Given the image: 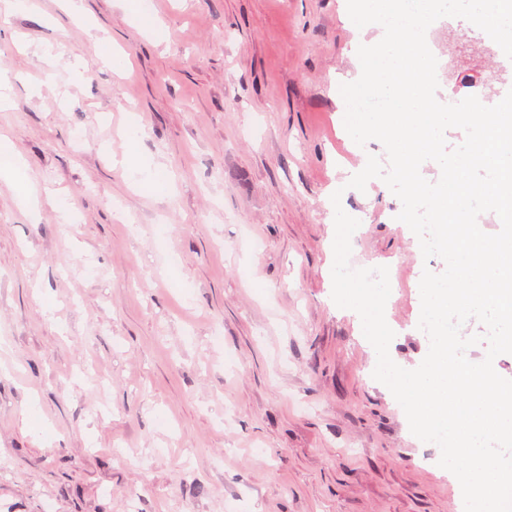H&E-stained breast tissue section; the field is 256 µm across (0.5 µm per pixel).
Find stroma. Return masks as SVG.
Returning a JSON list of instances; mask_svg holds the SVG:
<instances>
[{"label":"stroma","instance_id":"stroma-1","mask_svg":"<svg viewBox=\"0 0 512 512\" xmlns=\"http://www.w3.org/2000/svg\"><path fill=\"white\" fill-rule=\"evenodd\" d=\"M150 8L154 33L130 0H82L77 18L0 0V137L26 165L0 179V512H462L332 299L340 207L360 222L350 264L395 270L392 360L427 355L419 282L445 262L394 221L384 181L348 185L386 156L352 140L339 91L382 26L356 27L347 0ZM449 23L461 77L483 70L475 95L497 104L512 60ZM104 45L128 74L100 65ZM134 155L170 194L136 188Z\"/></svg>","mask_w":512,"mask_h":512}]
</instances>
